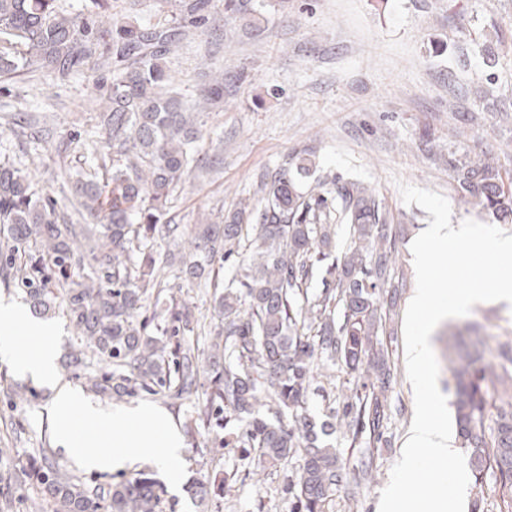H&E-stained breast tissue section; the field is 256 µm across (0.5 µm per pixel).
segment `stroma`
Returning a JSON list of instances; mask_svg holds the SVG:
<instances>
[{
	"mask_svg": "<svg viewBox=\"0 0 512 512\" xmlns=\"http://www.w3.org/2000/svg\"><path fill=\"white\" fill-rule=\"evenodd\" d=\"M181 92L196 96L207 72H224V105L206 114L216 163L192 172L169 215L177 224L216 218L257 192L261 175L274 173L292 149L311 148L316 174L327 180L358 181L375 189L397 223L398 263L408 279L399 306L407 308L415 287L411 243L431 216L403 203L399 183L443 194L452 223L467 219L494 225L487 211L465 208L448 170L449 152L472 160L490 158L512 174V0H264L260 13L235 16L216 0L205 24L189 30L168 57ZM90 70L66 79L0 82V114L28 112L67 133L85 121L84 103L93 91ZM481 326L490 347L512 336V306L474 305L471 313L441 322L431 336L439 356L438 385L448 402L455 390L448 361V329ZM391 349L397 382L389 394L393 414L386 432L390 446L353 448L331 438L348 470L371 460L372 478L360 489L339 487L327 512H378L414 416V392L406 375L403 317L393 318ZM24 389L34 400L14 406L12 393ZM54 389L31 376H17L0 360V512H29L33 482L17 475L47 448L59 464L83 481L116 482L123 472H89L67 456L50 433ZM194 408L170 411L179 429L186 466L182 489L166 488L172 512H200L186 488L212 474L224 478L222 512H289L285 491L292 467L252 476V462L228 448L210 462L203 448L216 429L191 432ZM500 486L493 469L470 480L465 512H500Z\"/></svg>",
	"mask_w": 512,
	"mask_h": 512,
	"instance_id": "stroma-1",
	"label": "stroma"
}]
</instances>
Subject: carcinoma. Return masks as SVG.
I'll return each mask as SVG.
<instances>
[{
    "instance_id": "carcinoma-1",
    "label": "carcinoma",
    "mask_w": 512,
    "mask_h": 512,
    "mask_svg": "<svg viewBox=\"0 0 512 512\" xmlns=\"http://www.w3.org/2000/svg\"><path fill=\"white\" fill-rule=\"evenodd\" d=\"M91 2L82 15L60 0H0V78L65 79L89 62L106 73L80 130L59 135L31 115L0 117L46 169L73 153L83 158L78 169L59 166L47 188L0 157V287L20 290L36 315L63 308L76 337L63 368L88 391L104 400L145 393L175 408L192 403V430L234 423L207 453L252 448L257 475L294 459L292 512H326L346 470L321 437L343 427L355 447L389 443L396 375L381 309L397 305L405 280L388 213L359 183L303 189L313 163L301 152L271 180L261 177L258 204L211 224L167 220L186 176L206 166L203 114L224 98V74L189 102L165 58L187 28L205 22L210 0H154L170 17L157 23L104 22L108 0ZM448 169L465 205L512 219V175L454 153ZM341 227L347 240L338 252ZM234 255L240 273L226 280L221 262ZM172 268L176 287L158 279ZM318 274L323 288L315 291ZM184 287L212 289L205 350L189 337L199 318L177 296ZM448 361L460 443L471 449L476 474L497 470L501 512H512V369L489 357L486 337L469 325L449 332ZM336 364L354 380L323 394L318 419L309 408L315 373ZM21 476L36 482L51 512H164V491L147 472L92 487L45 449ZM217 488L223 484L207 479L194 485L204 512Z\"/></svg>"
}]
</instances>
